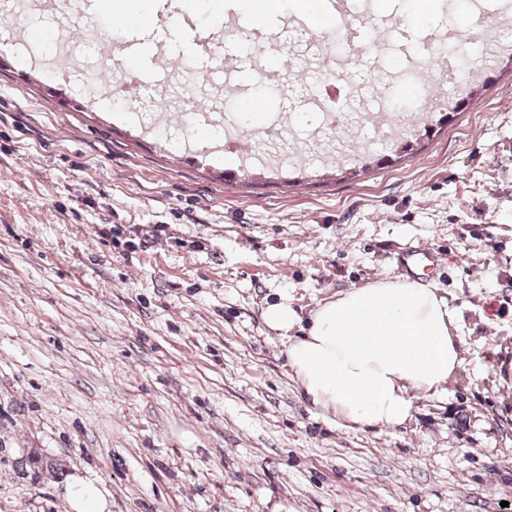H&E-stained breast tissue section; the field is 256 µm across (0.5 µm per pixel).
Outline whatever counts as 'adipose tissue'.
<instances>
[{
    "mask_svg": "<svg viewBox=\"0 0 512 512\" xmlns=\"http://www.w3.org/2000/svg\"><path fill=\"white\" fill-rule=\"evenodd\" d=\"M263 317L288 335L287 361L305 395L353 427L406 422L414 397L440 393L464 362L453 309L416 279L348 289L306 320L284 300Z\"/></svg>",
    "mask_w": 512,
    "mask_h": 512,
    "instance_id": "1",
    "label": "adipose tissue"
}]
</instances>
